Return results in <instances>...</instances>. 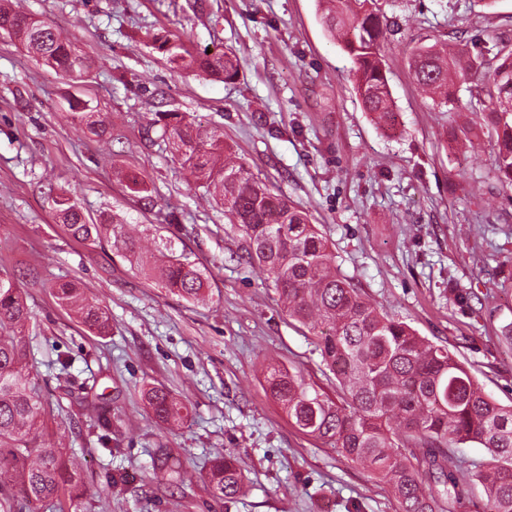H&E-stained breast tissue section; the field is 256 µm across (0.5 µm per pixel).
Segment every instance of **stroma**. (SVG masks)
Here are the masks:
<instances>
[{"mask_svg": "<svg viewBox=\"0 0 512 512\" xmlns=\"http://www.w3.org/2000/svg\"><path fill=\"white\" fill-rule=\"evenodd\" d=\"M73 36L91 62L76 82L0 32V272L21 276L26 327L42 378L64 406L53 426L79 465L91 512H396L385 484L303 434L272 398L269 362L331 391L315 338L286 315L245 236L190 185L175 151L144 137L159 112H180L224 141L255 176L307 210L335 264L374 304L458 361L501 404L512 403V190L496 173V146L468 91L453 111L433 103L408 61L421 44L469 60L492 38L512 50V0L486 12L480 0H383L394 23L383 54L395 114L380 124L354 89L355 66L324 27L317 0H12ZM229 52L231 81L174 67L152 41ZM108 115L100 138L70 117L71 101ZM468 139H461V129ZM145 177L149 199L129 194ZM69 191L86 215H118L148 256L161 231L210 278L206 300L158 287L136 264L73 239L52 198ZM107 306L109 335L90 333L58 305L55 278ZM69 379H55L58 355ZM104 395L115 443H98L69 384ZM188 399L187 422L158 427L145 388ZM168 448L182 486L150 481L151 458ZM233 452L248 476L232 502L201 480L216 451ZM456 473L468 492L457 512H483L468 476L487 452L459 445ZM124 476L110 486L107 475Z\"/></svg>", "mask_w": 512, "mask_h": 512, "instance_id": "1", "label": "stroma"}]
</instances>
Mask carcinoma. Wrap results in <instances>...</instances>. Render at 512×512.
Masks as SVG:
<instances>
[{"label":"carcinoma","instance_id":"obj_1","mask_svg":"<svg viewBox=\"0 0 512 512\" xmlns=\"http://www.w3.org/2000/svg\"><path fill=\"white\" fill-rule=\"evenodd\" d=\"M322 22L355 64V85L364 109L388 121L394 103L388 86L382 41L388 32L378 0H319ZM0 30L14 36L43 64L71 79L89 69L88 59L54 25L0 0ZM169 63L232 80L237 65L228 54L193 53L177 36L155 38ZM418 83L434 103H452L450 88L468 71L479 74L471 90L490 103L488 126L497 146L502 184L512 187V52L495 64L460 66L448 53L419 46L410 57ZM71 119L93 133L107 132V119L86 101L71 104ZM160 126L158 139L172 144L192 181L224 206L249 243L248 261L267 273L288 317L316 337L322 362L336 380V397L277 365L268 370L271 396L303 433L357 462L369 477L387 484L398 512H455L463 489L450 448L476 442L490 459L475 466L469 481L486 496L484 512H512V405L487 395L444 345L420 335L406 322L380 312L354 278L334 264L328 242L310 215L275 193L236 160L223 135L185 121L179 112H160L145 129ZM55 214L76 240L110 248L147 266L138 242L117 217L88 219L66 192L53 198ZM166 260L149 268L158 284L187 301L204 297L208 279L197 263L166 241ZM58 304L74 311L90 331L105 336L110 316L97 299L74 283L53 285ZM30 311L22 288L0 274V509L14 512H81L86 487L79 467L47 436L52 403L30 360L25 329ZM144 400L164 428L188 419L190 402L152 386ZM211 493L228 502L244 491L246 478L231 452L211 459L202 476ZM152 482L179 483L173 454L160 448Z\"/></svg>","mask_w":512,"mask_h":512}]
</instances>
